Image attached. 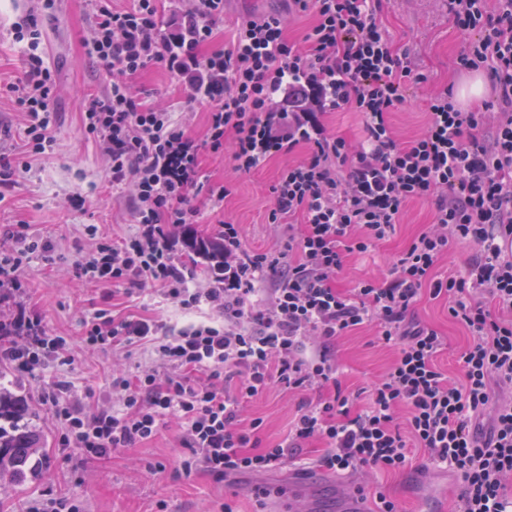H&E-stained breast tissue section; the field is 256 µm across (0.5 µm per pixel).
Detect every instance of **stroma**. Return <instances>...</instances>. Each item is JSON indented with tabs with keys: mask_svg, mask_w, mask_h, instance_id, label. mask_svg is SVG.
I'll list each match as a JSON object with an SVG mask.
<instances>
[{
	"mask_svg": "<svg viewBox=\"0 0 512 512\" xmlns=\"http://www.w3.org/2000/svg\"><path fill=\"white\" fill-rule=\"evenodd\" d=\"M31 6V0H0V86L18 82L24 76L22 46L14 41L12 27ZM379 19L400 45L410 48L427 76L426 83L408 90L405 103L392 114L397 138L407 141L425 124L429 96L449 88L463 76L457 59L466 37L449 19L445 0H388ZM92 21L89 0H56L54 10L41 15L44 59L59 84L53 105L54 149L34 162L31 171L22 174L0 200V225L26 224L29 234L51 241L55 247L54 263L38 258L28 263V300L39 309L50 329L71 338L72 361L66 365L50 363L32 375L10 367L4 379L5 385L38 403L43 389L58 379L70 381L74 393L86 397L90 405L112 402L111 354L88 351L80 340L84 318L101 303L103 295L111 292L109 287L86 285L77 279L76 243L86 224L98 225L117 237L132 232L134 226L124 207L112 197L103 156L80 130L83 94L105 93L111 79L83 47ZM132 83L146 90L151 102L182 112L193 135L203 134L207 107L185 106L176 82L164 68L149 66ZM305 155V149L299 148L244 175L233 171L229 153L203 151L200 163L205 179L230 183L232 193L219 204L202 193L191 196V206L199 210L200 230L217 231L221 222L231 219L241 224L248 247L281 248V236L266 222L271 205L269 188L284 166ZM73 194L82 197L83 208L67 205V198ZM431 221L430 203H409L392 237L371 252L348 257L337 286L348 288L361 279L385 278L390 261ZM114 296L117 314L159 316L174 323L185 320L184 314L157 294L121 292ZM416 314L447 338L448 345L439 361L449 376H459V356L469 338L449 317L445 302L422 295ZM336 356L342 385L355 394L386 372L396 351L378 345L372 328L365 326L338 340ZM300 400V395L275 388L252 402L250 413L264 420V445H274L287 434ZM38 412L47 440V476L21 487L0 484V512H28L31 503L49 487L82 500L85 512H153L160 500L167 501L169 512H200L203 504H218L227 498L234 500L238 512H254L251 489L257 484L285 490L282 497L268 501V512H291L295 507L305 508L306 512H337L342 481L315 464L324 452L322 442L308 443L298 456V464L260 477L244 475L218 484L199 474L187 481L172 472L179 453L176 421H169L150 442L122 449L108 461L92 463L83 460L78 449L61 447V429L52 422L46 406L39 403ZM156 460L167 462L168 471L148 472L147 463ZM456 485L457 480L449 471L428 467L378 474L366 493L371 497L380 493L390 496L402 512H445L447 505L455 501Z\"/></svg>",
	"mask_w": 512,
	"mask_h": 512,
	"instance_id": "obj_1",
	"label": "stroma"
}]
</instances>
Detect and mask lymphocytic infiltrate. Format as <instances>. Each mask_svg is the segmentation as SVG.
Segmentation results:
<instances>
[{
	"instance_id": "f902f5d3",
	"label": "lymphocytic infiltrate",
	"mask_w": 512,
	"mask_h": 512,
	"mask_svg": "<svg viewBox=\"0 0 512 512\" xmlns=\"http://www.w3.org/2000/svg\"><path fill=\"white\" fill-rule=\"evenodd\" d=\"M283 11L236 20L214 47L227 0H132L117 10L95 0L84 47L112 72L105 95L85 94L81 130L105 158L134 232L115 240L84 227L90 249L77 275L100 285L153 290L190 314L174 325L155 317L94 310L83 322L91 349L131 355L150 347L156 369L112 371V405L90 410L57 381L41 394L63 424V447L101 460L155 437L166 418L180 422L176 473L221 483L296 461L322 441L318 468L343 475L398 472L415 458L451 469L457 512H512V0H448V16L468 40L462 68L486 71L496 99L481 109L430 96L422 130L400 141L391 114L422 83L408 48L378 15L383 0H283ZM54 6L42 0L40 11ZM169 24H162V7ZM40 11L14 27L25 46L26 79L8 91L24 115L20 134L0 126V200L34 161L53 150L58 86L40 50ZM312 18L302 40L288 29ZM158 64L187 102L209 108L202 136L178 113L149 102L131 79ZM361 114L364 140L330 132L325 112ZM305 148L270 187L267 222L287 241L249 249L241 224L225 220L224 276L198 279L178 254L179 226L196 223L189 196L220 203L231 189L204 185L202 151L230 150L235 171L250 173ZM429 202L431 224L381 280L337 287L348 255L390 238L412 201ZM476 247L465 273L439 275L452 245ZM50 243L24 225H0V362L32 372L64 360L69 343L25 306L22 272L33 256L52 262ZM441 298L471 337L451 380L438 363L444 336L421 323L422 293ZM365 325L397 355L375 381L364 409L338 378L336 340ZM306 393L287 434L262 444L264 421L247 402L273 388ZM488 415L490 426L474 420Z\"/></svg>"
}]
</instances>
